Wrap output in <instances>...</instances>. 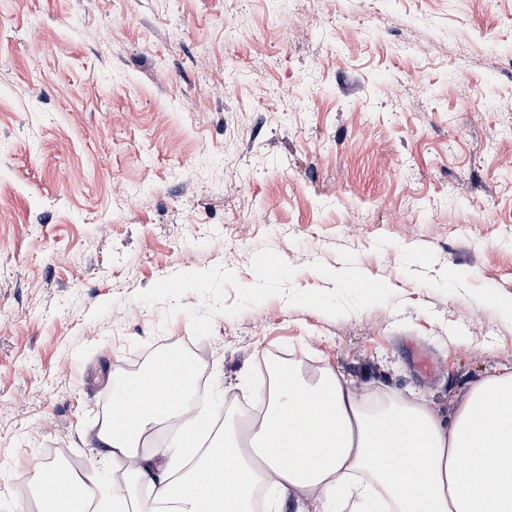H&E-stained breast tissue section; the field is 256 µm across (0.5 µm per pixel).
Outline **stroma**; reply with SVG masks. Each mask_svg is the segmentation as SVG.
Here are the masks:
<instances>
[{
	"instance_id": "stroma-1",
	"label": "stroma",
	"mask_w": 512,
	"mask_h": 512,
	"mask_svg": "<svg viewBox=\"0 0 512 512\" xmlns=\"http://www.w3.org/2000/svg\"><path fill=\"white\" fill-rule=\"evenodd\" d=\"M499 297L512 0H0V512L50 456L111 512L110 390L174 346L216 437L279 353L449 414Z\"/></svg>"
}]
</instances>
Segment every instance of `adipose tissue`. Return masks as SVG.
<instances>
[{"label":"adipose tissue","mask_w":512,"mask_h":512,"mask_svg":"<svg viewBox=\"0 0 512 512\" xmlns=\"http://www.w3.org/2000/svg\"><path fill=\"white\" fill-rule=\"evenodd\" d=\"M271 376L264 415L210 444L185 471L171 469L166 449L144 454L140 446L155 426L180 418L185 447L210 433L209 418L188 413L187 376L103 424L100 448L132 481L113 483V506L252 512L253 492L264 487L267 512H279L291 493L305 499L304 512H322L334 498L342 512H512V373L480 381L445 416L402 396L372 402L330 368L307 379L294 365H278ZM138 482L154 491L136 502ZM35 497L41 512L91 509L85 484L65 465L40 468Z\"/></svg>","instance_id":"obj_1"}]
</instances>
